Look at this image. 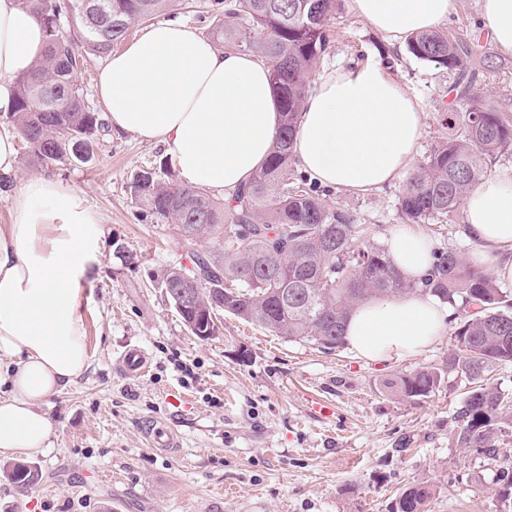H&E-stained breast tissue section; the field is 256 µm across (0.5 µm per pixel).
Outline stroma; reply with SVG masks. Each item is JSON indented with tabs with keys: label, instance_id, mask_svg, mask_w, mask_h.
Masks as SVG:
<instances>
[{
	"label": "stroma",
	"instance_id": "obj_1",
	"mask_svg": "<svg viewBox=\"0 0 512 512\" xmlns=\"http://www.w3.org/2000/svg\"><path fill=\"white\" fill-rule=\"evenodd\" d=\"M332 26L339 36L321 64H375L396 78L423 114L415 155L423 160L440 113L459 106L463 86L376 30L352 0H343ZM439 28L499 61L479 70L472 88L485 105L512 112V56L490 39L479 0H454ZM170 156L166 145L109 130L92 165L19 166L17 179L44 175L84 196L102 232L101 257L79 291L89 366L45 406L53 430L33 458L39 483L22 493L0 471V512H389L397 493L418 482L435 487L427 512H496L512 435L495 437L493 458L456 446L467 379L448 373L429 397L408 401L380 388L393 375L441 366L455 344L452 328L422 354L385 361L290 341L226 314L218 336L187 331L151 277L166 265L192 268L204 245L179 240L175 226L145 215L130 191L140 169ZM401 191L397 180L333 189L324 200L349 210L381 244L402 223ZM416 230L440 249H478L460 219ZM120 246L127 260L117 257ZM133 347L150 358L136 379L117 367ZM241 347L248 361L238 358ZM152 421L175 430L176 451L151 448Z\"/></svg>",
	"mask_w": 512,
	"mask_h": 512
}]
</instances>
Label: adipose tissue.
Returning a JSON list of instances; mask_svg holds the SVG:
<instances>
[{
    "label": "adipose tissue",
    "instance_id": "1",
    "mask_svg": "<svg viewBox=\"0 0 512 512\" xmlns=\"http://www.w3.org/2000/svg\"><path fill=\"white\" fill-rule=\"evenodd\" d=\"M489 36L512 54V0H480ZM452 0H353L356 13L393 40L435 28ZM43 26L19 0H0V109L18 77L45 50ZM270 68L227 52L185 24L145 27L97 75L99 102L113 130L170 147L183 185L237 188L264 164L280 129ZM295 137L300 167L324 186L368 190L409 170L423 119L392 76L373 65L323 68L313 75ZM13 221L0 224V453L28 456L52 430L43 404L88 367L78 287L99 263L100 232L84 198L34 176L0 189ZM476 263L512 282V172L494 173L463 207ZM387 250L403 276L432 267L434 245L401 226ZM448 308L414 293L358 305L346 341L361 358L383 361L423 352L446 326Z\"/></svg>",
    "mask_w": 512,
    "mask_h": 512
}]
</instances>
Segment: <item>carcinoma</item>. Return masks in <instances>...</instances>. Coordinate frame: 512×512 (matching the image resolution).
Segmentation results:
<instances>
[{
    "label": "carcinoma",
    "mask_w": 512,
    "mask_h": 512,
    "mask_svg": "<svg viewBox=\"0 0 512 512\" xmlns=\"http://www.w3.org/2000/svg\"><path fill=\"white\" fill-rule=\"evenodd\" d=\"M44 26L46 48L33 68L16 81L8 118L25 142L32 161L87 165L98 135L106 129L101 113L86 102L78 84V64L87 55L107 56L123 43L133 24L167 14L175 0H96L100 29L88 27L79 0H19ZM342 0H201L195 8L211 18L209 34L225 51L258 56L270 67L281 102V126L265 165L231 201L143 170L131 195L148 215L175 225L190 242L209 244L194 256L191 275L202 298L178 312L189 333L202 338L204 321L224 312L276 336L307 340L324 350L346 345V323L353 309L375 298L428 293L455 311L473 304L479 311L455 326L456 344L444 367H422L382 382L405 400L429 396L444 371L473 383L456 433L460 448H483L497 455L495 433L512 429V400L485 383L503 362H512V289L487 269L454 249L433 252L430 276L407 280L387 251L367 237L368 229L344 209L326 207L324 190L292 166L295 133L312 73L333 42L331 17ZM407 51L416 59L463 76L470 67L494 68L485 55L439 30L411 35ZM461 110L442 113L434 149L406 178L399 208L407 224L450 222L467 193L490 173L495 160L512 154V118L463 93ZM222 290L213 303L211 291ZM21 490L39 483L36 466H6ZM498 512H512V465L500 470ZM434 486L403 489L391 512H427Z\"/></svg>",
    "instance_id": "obj_1"
}]
</instances>
